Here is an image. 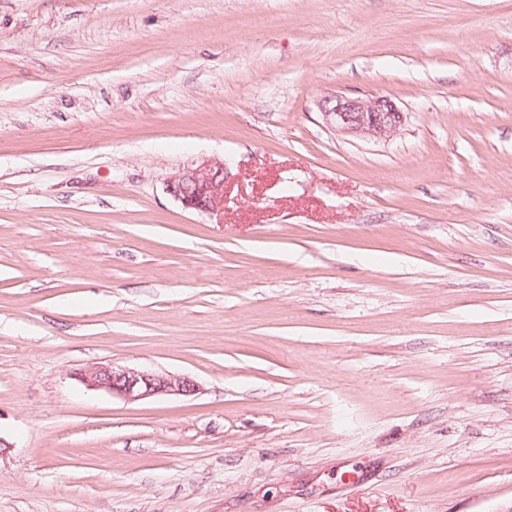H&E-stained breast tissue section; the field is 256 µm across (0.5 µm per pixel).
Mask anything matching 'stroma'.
<instances>
[{
    "label": "stroma",
    "instance_id": "1",
    "mask_svg": "<svg viewBox=\"0 0 512 512\" xmlns=\"http://www.w3.org/2000/svg\"><path fill=\"white\" fill-rule=\"evenodd\" d=\"M0 438V512H512V0H0ZM325 124L337 133L357 139L388 140L403 125L404 115L387 97L325 95L317 102ZM224 160H203L183 166L167 179V191L185 209L206 215L224 213ZM89 390L105 391L124 401L133 402L162 395H192L198 383L188 376H171L147 370H133L114 365L90 367L79 374Z\"/></svg>",
    "mask_w": 512,
    "mask_h": 512
}]
</instances>
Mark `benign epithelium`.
I'll return each mask as SVG.
<instances>
[{
  "instance_id": "benign-epithelium-1",
  "label": "benign epithelium",
  "mask_w": 512,
  "mask_h": 512,
  "mask_svg": "<svg viewBox=\"0 0 512 512\" xmlns=\"http://www.w3.org/2000/svg\"><path fill=\"white\" fill-rule=\"evenodd\" d=\"M325 124L337 133L357 139L388 140L403 125L404 115L387 97L325 95L317 102ZM226 163L203 160L182 167L167 179V191L184 208L206 215L224 212ZM90 390L105 391L133 402L162 395H192L198 383L188 376H171L113 365L90 367L79 374Z\"/></svg>"
}]
</instances>
